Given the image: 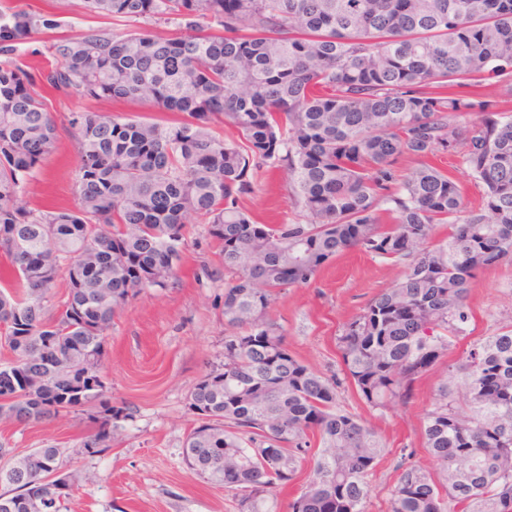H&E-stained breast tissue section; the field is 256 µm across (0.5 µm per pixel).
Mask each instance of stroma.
Wrapping results in <instances>:
<instances>
[{"mask_svg": "<svg viewBox=\"0 0 512 512\" xmlns=\"http://www.w3.org/2000/svg\"><path fill=\"white\" fill-rule=\"evenodd\" d=\"M25 9L57 14L61 28L37 34L19 46L24 67L50 64L56 38L97 29L126 32L123 23L87 13L82 0H11ZM57 125L54 150L27 186L33 208H70L76 202L75 180L80 157L68 123L71 113L100 112L121 118L150 117L172 121L170 113L148 105L112 100H85L62 93L46 97ZM240 204L259 222L294 220L296 211L278 172L263 168L252 192ZM215 258L205 225L189 227L183 260L166 287L148 288L129 300L112 324L100 372L107 395L121 411L111 448L89 454L85 444L97 432L94 406L70 412L49 423L0 422V447L23 455L49 445L62 451V470L72 478V491L61 512H237L223 487L189 473L182 456L187 433L199 420L188 408L194 383L224 360V278L215 274ZM391 261L350 249L326 263L306 285L284 290L272 316L280 324L291 353L324 375L341 367L336 336L343 323L399 277ZM472 319L469 335L448 352L461 360L470 342L512 322V263L479 274L467 300ZM438 369L417 382L408 406L385 412L369 409L354 386L343 385L337 400L373 428L387 451L369 477L366 512H387L396 479L399 451L414 449L424 467L433 462L423 448L424 414L431 409Z\"/></svg>", "mask_w": 512, "mask_h": 512, "instance_id": "stroma-1", "label": "stroma"}]
</instances>
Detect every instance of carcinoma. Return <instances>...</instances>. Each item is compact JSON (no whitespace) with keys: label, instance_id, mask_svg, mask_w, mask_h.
<instances>
[{"label":"carcinoma","instance_id":"carcinoma-1","mask_svg":"<svg viewBox=\"0 0 512 512\" xmlns=\"http://www.w3.org/2000/svg\"><path fill=\"white\" fill-rule=\"evenodd\" d=\"M117 21L153 18L180 35L106 29L59 38L33 73L20 41L60 28L57 15L0 8V419L43 423L92 402L112 446L100 374L112 320L130 298L165 286L188 225L205 224L224 288V363L188 394L201 424L187 469L233 492L238 512H271L311 449L313 477L288 512H366L368 477L386 451L337 404L342 380L366 406L410 403L415 383L467 337L472 279L512 263V0H83ZM84 99L130 100L170 124L74 112L80 155L72 208L34 209L25 185L52 153L56 126L40 86ZM470 91L464 92L462 88ZM477 119L472 120L470 116ZM235 133L224 140L213 126ZM455 153L479 188L428 163ZM407 155L414 168L396 163ZM279 168L299 210L260 224L239 204L262 166ZM392 215L382 227L381 212ZM448 238L433 242L437 224ZM358 248L401 266L336 336L343 377L288 350L269 315L281 291L309 283ZM427 470L401 453L388 512H512V326L444 364L422 427ZM54 446L0 465V512L34 497L63 503L70 476Z\"/></svg>","mask_w":512,"mask_h":512}]
</instances>
